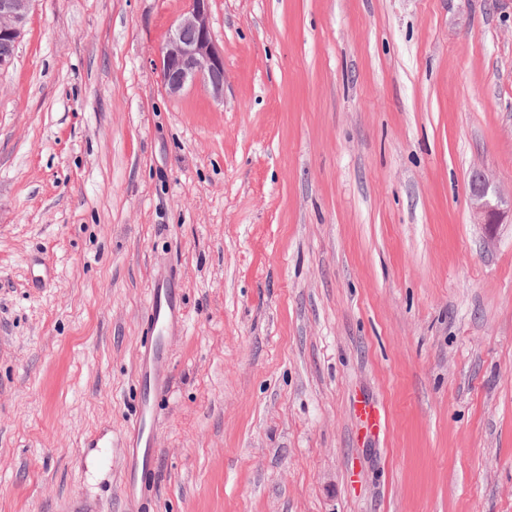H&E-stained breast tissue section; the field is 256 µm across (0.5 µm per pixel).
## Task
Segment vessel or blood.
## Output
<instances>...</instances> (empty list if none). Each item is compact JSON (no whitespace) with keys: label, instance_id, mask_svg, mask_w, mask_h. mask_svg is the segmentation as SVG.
<instances>
[{"label":"vessel or blood","instance_id":"b4317fda","mask_svg":"<svg viewBox=\"0 0 512 512\" xmlns=\"http://www.w3.org/2000/svg\"><path fill=\"white\" fill-rule=\"evenodd\" d=\"M148 313L150 337L140 351L138 368L143 400L140 414L130 429L123 485L124 496L132 512H142L144 503L138 491L151 482L157 468V437L150 414L155 403L165 399L170 390L166 339L182 323V312L176 306L174 288L154 284L150 290Z\"/></svg>","mask_w":512,"mask_h":512}]
</instances>
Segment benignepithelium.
Returning <instances> with one entry per match:
<instances>
[{
    "label": "benign epithelium",
    "instance_id": "obj_1",
    "mask_svg": "<svg viewBox=\"0 0 512 512\" xmlns=\"http://www.w3.org/2000/svg\"><path fill=\"white\" fill-rule=\"evenodd\" d=\"M32 0H0V34L18 41ZM194 33L188 40L185 32ZM224 55L216 46L209 24V0H187V7L161 52V77L168 94L200 81L215 96L223 93ZM470 208L477 223L494 236L505 219L512 218V194L491 189L488 176L475 171L470 177Z\"/></svg>",
    "mask_w": 512,
    "mask_h": 512
}]
</instances>
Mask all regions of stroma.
<instances>
[{"instance_id": "35a3bbf8", "label": "stroma", "mask_w": 512, "mask_h": 512, "mask_svg": "<svg viewBox=\"0 0 512 512\" xmlns=\"http://www.w3.org/2000/svg\"><path fill=\"white\" fill-rule=\"evenodd\" d=\"M185 7L33 0L0 71V512H128L170 275L151 512H512V0H210L219 98ZM209 0H189L161 52V77L168 94L176 96L196 81L223 93L224 55L216 46L209 24ZM195 36L188 40L185 32ZM488 176L482 171H474L470 177V208L477 220L484 226L490 238L505 219L512 223V192L505 196L500 191L490 190ZM148 330L151 335L139 354L138 378L143 387L140 415L132 422L125 461L124 496L132 512H141L145 503L138 497V487L151 482L157 468V437L150 421L155 403L167 397L169 351L166 339L182 323V311L175 303V288L155 282L148 301Z\"/></svg>"}]
</instances>
